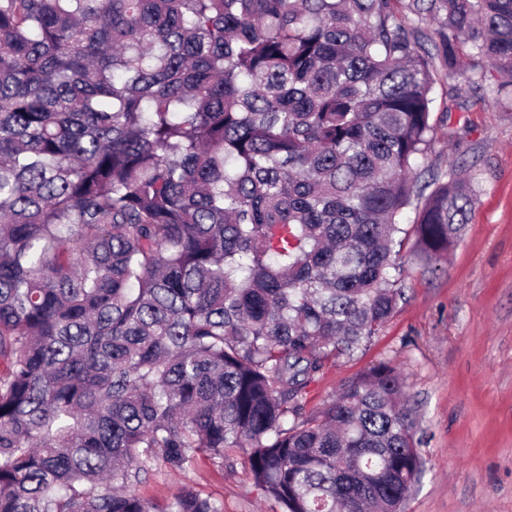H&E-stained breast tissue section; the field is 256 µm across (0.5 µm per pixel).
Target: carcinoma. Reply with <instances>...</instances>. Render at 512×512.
<instances>
[{"label": "carcinoma", "instance_id": "1", "mask_svg": "<svg viewBox=\"0 0 512 512\" xmlns=\"http://www.w3.org/2000/svg\"><path fill=\"white\" fill-rule=\"evenodd\" d=\"M469 71L512 92V0H0V512H224L134 486L237 450L282 512H404L399 368L302 398L460 240L477 173L421 161Z\"/></svg>", "mask_w": 512, "mask_h": 512}]
</instances>
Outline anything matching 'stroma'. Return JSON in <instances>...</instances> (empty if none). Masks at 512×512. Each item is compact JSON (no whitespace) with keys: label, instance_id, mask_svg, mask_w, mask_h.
<instances>
[{"label":"stroma","instance_id":"stroma-1","mask_svg":"<svg viewBox=\"0 0 512 512\" xmlns=\"http://www.w3.org/2000/svg\"><path fill=\"white\" fill-rule=\"evenodd\" d=\"M458 85L465 107L448 110L438 97L440 140L425 164L447 171L456 150L446 134L461 130L481 185L462 238L441 262L406 256L405 298L379 336L328 365L303 403L323 407L360 370L393 361L424 441L405 512H512V96ZM184 484L222 501L224 512H279L240 451L220 465L201 454L188 469H158L136 491L163 501Z\"/></svg>","mask_w":512,"mask_h":512}]
</instances>
